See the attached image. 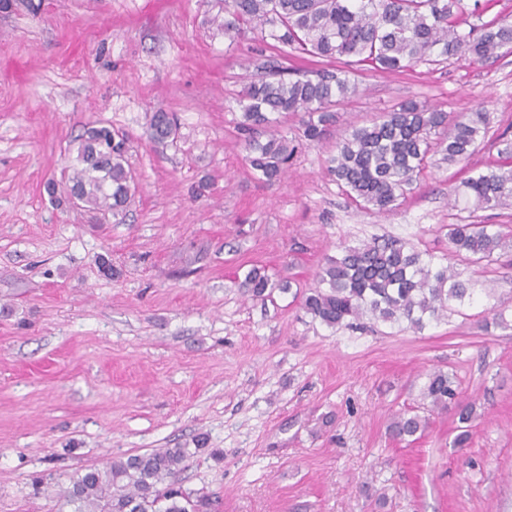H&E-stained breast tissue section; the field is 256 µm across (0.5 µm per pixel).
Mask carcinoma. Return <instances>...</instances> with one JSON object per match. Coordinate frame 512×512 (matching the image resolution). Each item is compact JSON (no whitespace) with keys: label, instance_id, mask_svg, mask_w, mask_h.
I'll return each mask as SVG.
<instances>
[{"label":"carcinoma","instance_id":"cac0c4a2","mask_svg":"<svg viewBox=\"0 0 512 512\" xmlns=\"http://www.w3.org/2000/svg\"><path fill=\"white\" fill-rule=\"evenodd\" d=\"M467 0H224V15L212 18L233 44L248 32L304 54L335 60L345 57L371 68L397 73L432 57L491 62L512 52V21L495 18L464 30L476 10ZM258 79L241 92V128L248 132L245 160L267 182L288 170L295 145L280 130V118L298 117L299 138L318 143L336 123V104L355 92L342 71L321 68L289 76L288 68L261 53L251 59ZM482 112H447L414 100L398 103L368 125L354 126L328 159V172L357 203L384 213L416 181L432 152L450 164L470 165L485 138ZM177 123L166 112L150 118L148 136L157 148L168 145ZM128 139L110 126H91L81 138L76 164L63 182L45 183L47 194L76 196L84 207L118 214L136 189L127 163ZM455 194L474 209L512 206V143L501 140L498 160L487 172L465 178ZM453 253L470 263L512 252V236L492 224H450ZM317 286L303 296V309L329 327L352 326L369 313L384 322L405 321L420 328L471 299L466 281L453 265L422 254L396 240L346 247L316 273ZM255 298L268 297L276 285L257 269L241 282ZM423 405L432 412L453 410L461 424L472 421L473 404L460 399L447 373L426 376ZM427 420L409 408L394 415L391 434L415 442ZM183 448H157L90 468L63 491L73 512H211V503L183 489L177 475Z\"/></svg>","mask_w":512,"mask_h":512}]
</instances>
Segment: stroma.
Wrapping results in <instances>:
<instances>
[{
	"mask_svg": "<svg viewBox=\"0 0 512 512\" xmlns=\"http://www.w3.org/2000/svg\"><path fill=\"white\" fill-rule=\"evenodd\" d=\"M0 12V512H72L86 469L183 448L179 479L216 512H512V263L466 267L480 293L419 330L366 315L332 328L301 306L327 258L373 238L450 253L447 225L512 231V207L468 213L460 166L433 155L379 215L325 159L353 125L413 99L484 112L471 164L512 140V53L388 75L298 52L284 64L346 71L356 91L320 143H299L286 178L244 160L239 93L256 52L211 19L220 0H35ZM173 114L158 149L153 113ZM126 134L137 190L122 215L47 195L87 127ZM260 268L278 288L240 283ZM505 325L482 329L489 307ZM476 403L469 446L452 413L413 444L388 433L430 370ZM177 123L167 112H155L150 118L148 136L156 148H164L170 138L174 139Z\"/></svg>",
	"mask_w": 512,
	"mask_h": 512,
	"instance_id": "1",
	"label": "stroma"
}]
</instances>
